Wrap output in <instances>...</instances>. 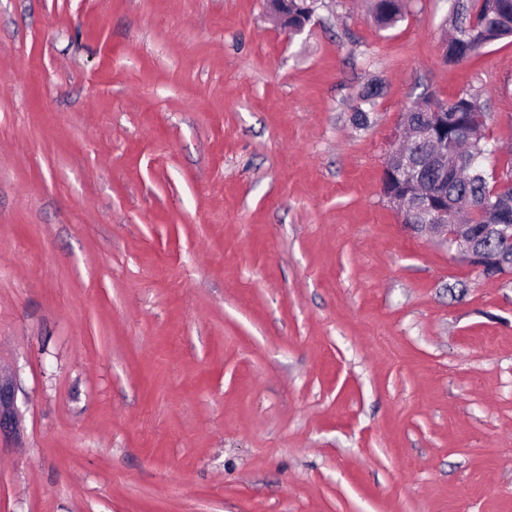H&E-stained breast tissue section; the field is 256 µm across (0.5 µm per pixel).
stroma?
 <instances>
[{
	"label": "stroma",
	"mask_w": 512,
	"mask_h": 512,
	"mask_svg": "<svg viewBox=\"0 0 512 512\" xmlns=\"http://www.w3.org/2000/svg\"><path fill=\"white\" fill-rule=\"evenodd\" d=\"M448 8L0 0V512H512V286L381 193L426 93L512 146ZM288 6L285 5L283 0H278L281 2L277 5V9L279 12H283L286 18L285 24L283 25L285 28H294V29H302L307 22L311 19L309 5L310 2L307 0H287ZM408 0H373L372 13L375 21L383 27L400 21L407 7ZM16 386L0 375V437L17 429L19 418L15 406Z\"/></svg>",
	"instance_id": "1"
}]
</instances>
